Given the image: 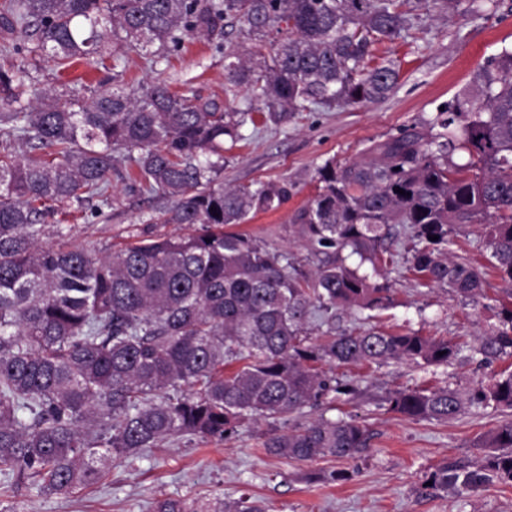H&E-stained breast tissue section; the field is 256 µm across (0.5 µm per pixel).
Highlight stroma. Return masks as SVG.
Here are the masks:
<instances>
[{"mask_svg": "<svg viewBox=\"0 0 512 512\" xmlns=\"http://www.w3.org/2000/svg\"><path fill=\"white\" fill-rule=\"evenodd\" d=\"M501 11V17L489 20L422 12L414 20L419 30L416 42L399 38L377 45V57L401 63L400 83L385 100L357 108L317 106L281 126L245 124L242 139L224 148L221 182L254 187L288 181L293 188L277 210L251 215L240 232L282 254L289 265L314 271L315 250L290 218L316 195L317 168L330 159L343 164L365 158L371 143L423 123L465 88L489 57L512 46V0H503ZM256 46L239 27L230 26L222 42L189 40L153 64L141 52L123 49L116 69L83 62L60 79L52 63L41 61L32 69V87L64 100L72 94L89 95L114 81L130 91L162 81L173 91L244 110L251 93L242 88L226 92L224 51L229 48L247 56ZM135 177V170L126 167L113 174L112 205L101 214H94L89 204L71 205L62 225L67 239L88 248L119 250L147 231L182 233V226L163 221L169 200L134 189ZM412 244L409 228L392 225L385 242L391 258L379 264L376 276L390 289L392 307L315 309L308 329L315 335L327 330L416 331L459 345L450 364L427 367L390 361L341 366L334 374L355 387V394L275 420L243 421L221 442L185 435L134 457L113 455L98 484L68 497L46 496L31 488L10 491L0 495V512H151L152 503L165 497L192 501L243 495L265 512H512V482L494 478L474 491L427 484L441 465L468 470L482 464L492 454L482 444L485 434L511 421L512 409L469 404L455 419L441 421L406 417L389 411L384 401L388 391L402 387L469 391L512 372L511 357L486 362L478 352L484 336L506 329L503 311L512 308L507 285L493 266L484 226L454 227L447 245L449 258L467 259L483 273L484 295L474 301L416 273ZM320 417L355 420L369 433L367 448L352 459L313 462L265 451L267 432L283 433ZM331 470L346 471L350 478L336 484L320 481V474Z\"/></svg>", "mask_w": 512, "mask_h": 512, "instance_id": "1", "label": "stroma"}]
</instances>
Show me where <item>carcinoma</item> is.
Segmentation results:
<instances>
[{
	"mask_svg": "<svg viewBox=\"0 0 512 512\" xmlns=\"http://www.w3.org/2000/svg\"><path fill=\"white\" fill-rule=\"evenodd\" d=\"M407 0H0V29L24 44L0 47V474L6 487L67 497L95 484L106 456H135L173 437L222 441L247 417L277 419L334 394H351L323 366L408 360L449 363L459 347L417 333L368 330L311 337V308L394 304L389 289L345 263L341 252L384 261V230L408 224L413 268L465 298L483 291L479 268L448 258L457 224L486 226L502 280L512 284V48L421 125L368 147L363 160L318 168V194L291 222L323 255L308 274L228 227L278 208L288 183L252 189L218 183L224 141L241 139L245 115L281 126L313 104L357 107L388 98L401 65L375 46L411 36ZM497 0H415L413 10L489 18ZM233 22L279 38L268 53L224 55L227 90L249 87L245 111L191 99L160 82L64 102L44 92L26 102L17 56L64 71L105 65L117 46L173 52L184 39H224ZM47 149L24 159L16 148ZM458 154L467 161H455ZM131 161L141 190L171 200L163 223L201 225L187 236L151 235L95 252L41 239L60 204L112 206V174ZM401 188L405 194L396 192ZM438 239L431 241L429 237ZM487 359L512 357V331L482 339ZM237 361L228 372L224 366ZM472 401L512 408V373L471 392L398 389L389 409L449 420ZM501 453L434 485L475 491L492 476L512 481V421L484 438ZM367 446L351 419L319 418L264 441L298 462L353 458ZM152 512H263L242 496L157 499Z\"/></svg>",
	"mask_w": 512,
	"mask_h": 512,
	"instance_id": "carcinoma-1",
	"label": "carcinoma"
}]
</instances>
